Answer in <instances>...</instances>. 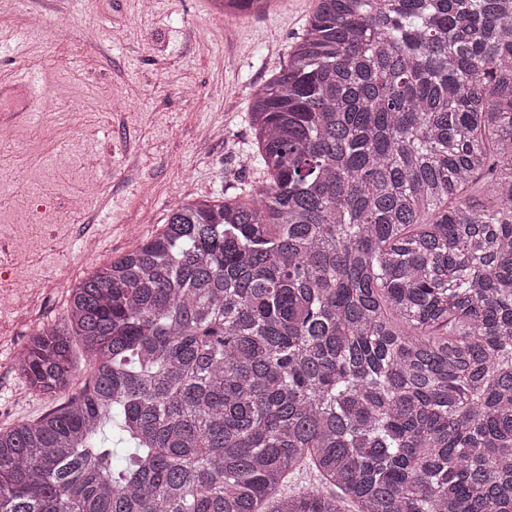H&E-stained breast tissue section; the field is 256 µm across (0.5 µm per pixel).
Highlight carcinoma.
<instances>
[{
  "instance_id": "obj_1",
  "label": "carcinoma",
  "mask_w": 512,
  "mask_h": 512,
  "mask_svg": "<svg viewBox=\"0 0 512 512\" xmlns=\"http://www.w3.org/2000/svg\"><path fill=\"white\" fill-rule=\"evenodd\" d=\"M249 115L265 182L33 334L34 391L95 367L0 430V512H512V0H316Z\"/></svg>"
}]
</instances>
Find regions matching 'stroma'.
I'll return each instance as SVG.
<instances>
[{"label": "stroma", "instance_id": "stroma-1", "mask_svg": "<svg viewBox=\"0 0 512 512\" xmlns=\"http://www.w3.org/2000/svg\"><path fill=\"white\" fill-rule=\"evenodd\" d=\"M315 0L288 10L227 18L211 0H24L0 9V80L29 72L65 97L40 105L34 123L0 142V224H30L31 260L0 279V429L33 422L74 397L91 375L74 346L70 385L31 391L18 371L30 332L60 322L68 291L140 244L182 202L260 185L242 168L253 149L252 87L287 61ZM41 14L40 29L26 24ZM68 22L69 40L56 28ZM69 164L58 166V151ZM111 153L112 169L93 162ZM98 248L81 256L79 238Z\"/></svg>", "mask_w": 512, "mask_h": 512}]
</instances>
